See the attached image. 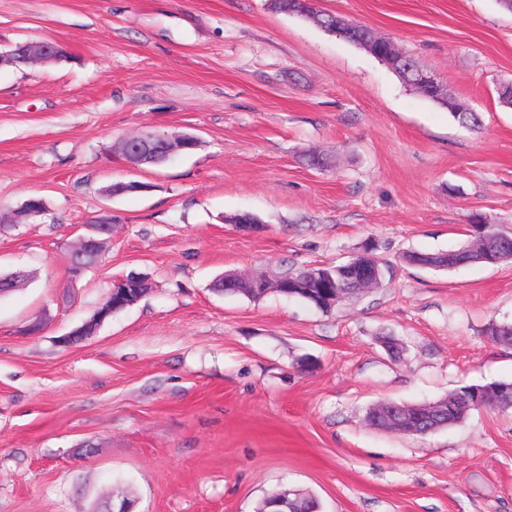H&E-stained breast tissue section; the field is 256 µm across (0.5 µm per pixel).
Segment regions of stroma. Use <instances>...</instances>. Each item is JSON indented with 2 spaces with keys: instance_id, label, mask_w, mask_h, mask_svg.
I'll use <instances>...</instances> for the list:
<instances>
[{
  "instance_id": "stroma-1",
  "label": "stroma",
  "mask_w": 512,
  "mask_h": 512,
  "mask_svg": "<svg viewBox=\"0 0 512 512\" xmlns=\"http://www.w3.org/2000/svg\"><path fill=\"white\" fill-rule=\"evenodd\" d=\"M392 39L478 130L313 21L267 0H0V47L51 37L52 66L0 67V512H256L288 488L321 512H512V410L426 435L371 428L379 401L428 403L512 381V262L401 261L468 243L474 214L512 234V13L497 0H316ZM195 149L133 169L136 131ZM326 165L308 166L309 152ZM118 181L144 192L105 196ZM112 234L79 276L92 217ZM262 225L244 231L233 217ZM392 268L328 312L216 291L227 272L347 261ZM151 289L85 341L114 279ZM42 321L41 331L24 334ZM396 344L399 357L387 346ZM423 92V91H422ZM425 96L432 99L433 101L445 105L448 110L450 111V114L452 117L458 121L459 124L469 127L471 129L480 128L481 126V117L480 113L476 112L475 110L468 109V110H461L459 107L456 106V104L448 99H438L433 96L428 95L427 93L423 92Z\"/></svg>"
}]
</instances>
